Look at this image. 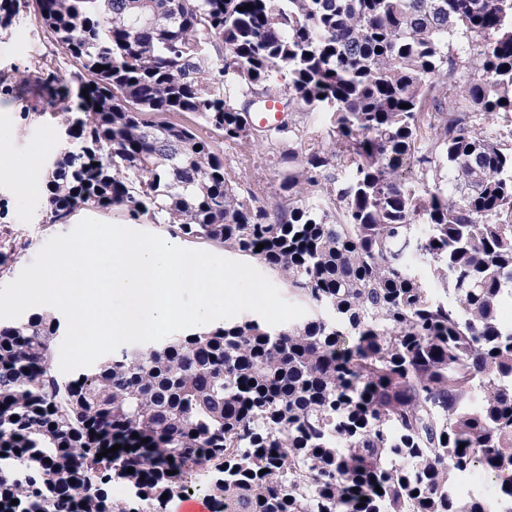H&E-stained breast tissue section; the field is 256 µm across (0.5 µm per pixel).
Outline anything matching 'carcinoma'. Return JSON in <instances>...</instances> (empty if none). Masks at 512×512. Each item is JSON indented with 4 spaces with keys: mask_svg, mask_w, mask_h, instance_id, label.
Listing matches in <instances>:
<instances>
[{
    "mask_svg": "<svg viewBox=\"0 0 512 512\" xmlns=\"http://www.w3.org/2000/svg\"><path fill=\"white\" fill-rule=\"evenodd\" d=\"M29 8L77 69L38 71L61 127L43 223L166 224L276 271L313 314L65 381L57 311L0 323V512H166L201 471L213 512H486L450 498L467 471L512 512V0H0V29ZM0 85L28 100V79ZM271 98L287 118L254 126ZM310 110L327 138L288 154L286 206L242 196L182 122L272 143Z\"/></svg>",
    "mask_w": 512,
    "mask_h": 512,
    "instance_id": "1",
    "label": "carcinoma"
}]
</instances>
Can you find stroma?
<instances>
[{
    "instance_id": "obj_1",
    "label": "stroma",
    "mask_w": 512,
    "mask_h": 512,
    "mask_svg": "<svg viewBox=\"0 0 512 512\" xmlns=\"http://www.w3.org/2000/svg\"><path fill=\"white\" fill-rule=\"evenodd\" d=\"M46 62L63 76H70L73 67L60 49L55 48L47 34L29 14H21L9 29L0 32V71L19 69L34 73L36 62ZM57 118L49 108L23 109L11 96L0 93V153L8 156H31L23 184H15L0 175V206L5 207V221L15 232L20 254L10 269L0 272V285L13 281L32 262L47 240L73 231L82 219L131 227L132 222L119 210L85 208L77 210L69 223L47 226L41 222L45 195V161L57 147ZM224 162L241 191L254 192L258 204L283 200L280 172L272 164L274 157L295 151L302 152L303 142L281 141L256 147L223 143Z\"/></svg>"
}]
</instances>
